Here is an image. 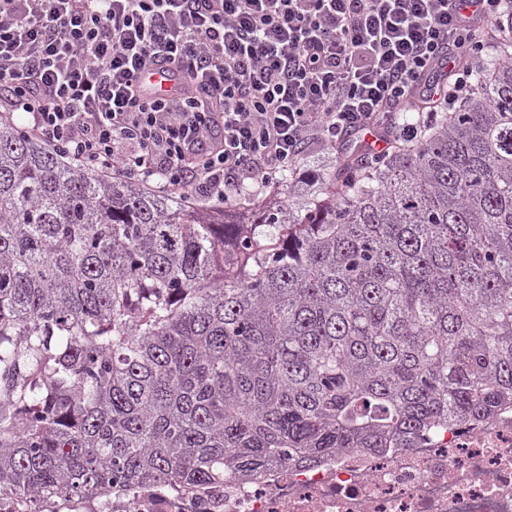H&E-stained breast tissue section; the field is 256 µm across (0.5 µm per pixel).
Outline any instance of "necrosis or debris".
I'll return each instance as SVG.
<instances>
[{
    "label": "necrosis or debris",
    "instance_id": "4bbe7bcc",
    "mask_svg": "<svg viewBox=\"0 0 512 512\" xmlns=\"http://www.w3.org/2000/svg\"><path fill=\"white\" fill-rule=\"evenodd\" d=\"M112 512H512V409L414 448H349L248 480L116 493Z\"/></svg>",
    "mask_w": 512,
    "mask_h": 512
}]
</instances>
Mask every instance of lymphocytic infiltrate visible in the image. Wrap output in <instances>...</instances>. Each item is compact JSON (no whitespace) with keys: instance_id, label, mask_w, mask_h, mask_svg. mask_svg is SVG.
Returning <instances> with one entry per match:
<instances>
[{"instance_id":"f902f5d3","label":"lymphocytic infiltrate","mask_w":512,"mask_h":512,"mask_svg":"<svg viewBox=\"0 0 512 512\" xmlns=\"http://www.w3.org/2000/svg\"><path fill=\"white\" fill-rule=\"evenodd\" d=\"M503 2L0 0V113L91 171L225 200L315 143L418 140L407 114L468 94Z\"/></svg>"}]
</instances>
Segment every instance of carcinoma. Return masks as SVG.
<instances>
[{"label": "carcinoma", "mask_w": 512, "mask_h": 512, "mask_svg": "<svg viewBox=\"0 0 512 512\" xmlns=\"http://www.w3.org/2000/svg\"><path fill=\"white\" fill-rule=\"evenodd\" d=\"M473 91L246 222L0 117V496L249 478L512 406V0Z\"/></svg>", "instance_id": "obj_1"}]
</instances>
